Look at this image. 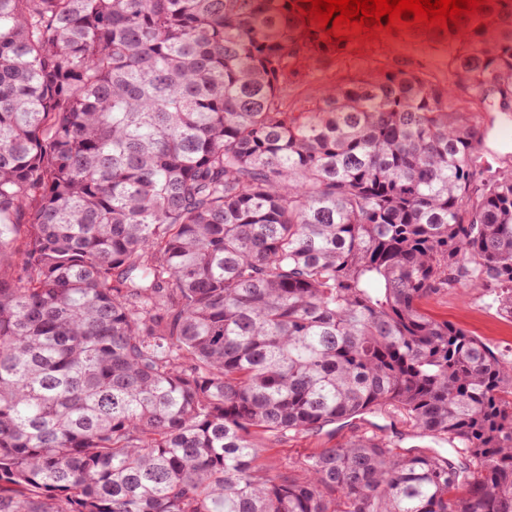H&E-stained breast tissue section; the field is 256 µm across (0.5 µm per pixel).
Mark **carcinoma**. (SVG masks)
I'll return each mask as SVG.
<instances>
[{
  "label": "carcinoma",
  "instance_id": "carcinoma-1",
  "mask_svg": "<svg viewBox=\"0 0 512 512\" xmlns=\"http://www.w3.org/2000/svg\"><path fill=\"white\" fill-rule=\"evenodd\" d=\"M299 0H0V512H512V0L453 85L349 55ZM380 417L280 468L259 453ZM453 104L456 108L468 112L471 120L481 126V129H485L494 120L490 147L495 152L483 157L488 158L494 168H512V118L510 122H503L495 118L493 112H479L480 105L470 92L458 91ZM427 308L436 316L448 318L464 330L498 348L512 351V319L499 314L492 298L477 291L449 288L434 297Z\"/></svg>",
  "mask_w": 512,
  "mask_h": 512
}]
</instances>
